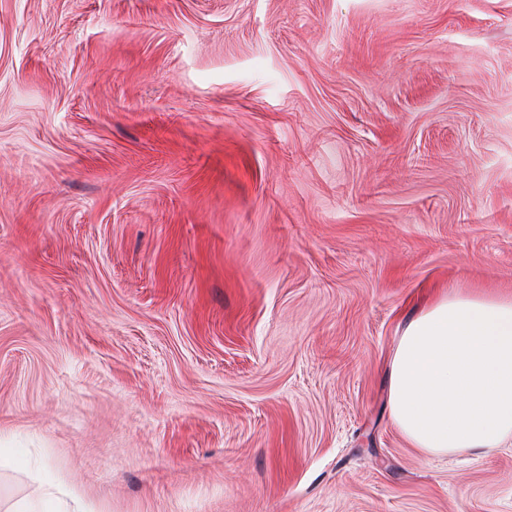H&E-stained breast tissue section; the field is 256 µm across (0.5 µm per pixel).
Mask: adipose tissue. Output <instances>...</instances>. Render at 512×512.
I'll return each instance as SVG.
<instances>
[{
	"label": "adipose tissue",
	"mask_w": 512,
	"mask_h": 512,
	"mask_svg": "<svg viewBox=\"0 0 512 512\" xmlns=\"http://www.w3.org/2000/svg\"><path fill=\"white\" fill-rule=\"evenodd\" d=\"M391 418L428 455L512 439V297L451 293L406 325L391 365Z\"/></svg>",
	"instance_id": "1"
}]
</instances>
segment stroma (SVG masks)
Segmentation results:
<instances>
[{"label": "stroma", "mask_w": 512, "mask_h": 512, "mask_svg": "<svg viewBox=\"0 0 512 512\" xmlns=\"http://www.w3.org/2000/svg\"><path fill=\"white\" fill-rule=\"evenodd\" d=\"M512 295V0H0V512H512L393 423ZM56 492L46 494V510L43 512H96L88 507L76 488L61 483Z\"/></svg>", "instance_id": "stroma-1"}]
</instances>
